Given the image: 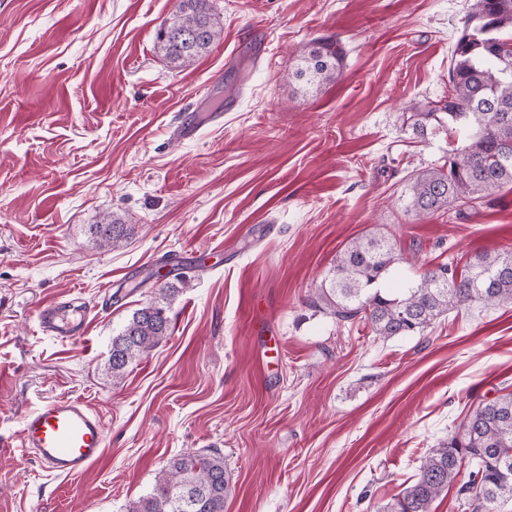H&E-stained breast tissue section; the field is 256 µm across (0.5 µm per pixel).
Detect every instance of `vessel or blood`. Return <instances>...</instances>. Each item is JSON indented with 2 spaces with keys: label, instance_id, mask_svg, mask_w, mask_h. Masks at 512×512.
I'll use <instances>...</instances> for the list:
<instances>
[{
  "label": "vessel or blood",
  "instance_id": "obj_1",
  "mask_svg": "<svg viewBox=\"0 0 512 512\" xmlns=\"http://www.w3.org/2000/svg\"><path fill=\"white\" fill-rule=\"evenodd\" d=\"M89 310L75 298L60 297L36 312L40 330L72 343L89 330ZM19 446L42 467L58 475H78L98 462L106 450V430L99 413L87 403L56 398L27 412L19 430Z\"/></svg>",
  "mask_w": 512,
  "mask_h": 512
}]
</instances>
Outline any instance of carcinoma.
<instances>
[{
	"label": "carcinoma",
	"instance_id": "1",
	"mask_svg": "<svg viewBox=\"0 0 512 512\" xmlns=\"http://www.w3.org/2000/svg\"><path fill=\"white\" fill-rule=\"evenodd\" d=\"M512 0H473L448 68V98L416 108L414 134L435 124L451 136L448 158L411 179L407 212L415 219H458L469 208L492 203L512 185ZM223 26L209 0H176L175 10L156 32L158 49L170 63L188 67L221 38ZM345 54L331 38L308 43L293 76L330 84L343 73ZM100 248H114L126 225L106 216L91 227ZM402 260L382 235L357 239L336 255L328 284L316 289L312 306L343 324L364 323L384 339L424 332L453 309L474 304L512 307V251H477L466 269L441 263L399 290L382 287ZM179 292L172 283L132 313L112 337L108 369L112 380L148 357L167 340L168 315ZM478 457L457 489L469 512H494L512 499V392L481 403L463 432L439 442L423 460L413 482L380 512H431L433 501L455 485L459 461ZM229 479L224 454L216 448L186 451L170 459L152 491L125 505V512H224Z\"/></svg>",
	"mask_w": 512,
	"mask_h": 512
}]
</instances>
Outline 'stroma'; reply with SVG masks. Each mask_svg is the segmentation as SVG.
Listing matches in <instances>:
<instances>
[{
	"mask_svg": "<svg viewBox=\"0 0 512 512\" xmlns=\"http://www.w3.org/2000/svg\"><path fill=\"white\" fill-rule=\"evenodd\" d=\"M210 4L224 35L178 68L155 42L175 0H0V512H124L171 457L204 448L224 455V512H377L512 388V308L382 339L309 302L370 233L406 258L391 288L512 250V186L453 222L406 211L412 174L448 150L445 130L418 138L409 117L447 98L472 0ZM321 37L340 41L344 70L308 89L290 73ZM189 118L202 128L183 141ZM106 215L129 227L120 247L94 242ZM187 251L202 268L167 342L114 383L113 336ZM71 292L99 313L64 344L35 312ZM61 396L106 426L103 458L77 476L18 446L23 415Z\"/></svg>",
	"mask_w": 512,
	"mask_h": 512,
	"instance_id": "obj_1",
	"label": "stroma"
}]
</instances>
